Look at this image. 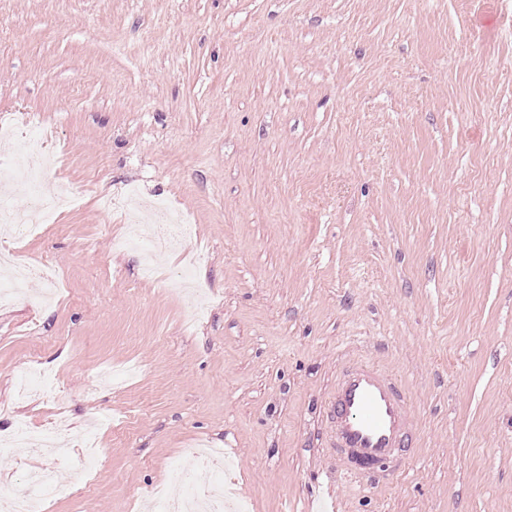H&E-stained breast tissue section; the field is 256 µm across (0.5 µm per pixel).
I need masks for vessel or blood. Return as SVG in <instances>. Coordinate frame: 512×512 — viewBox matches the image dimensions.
<instances>
[{
	"mask_svg": "<svg viewBox=\"0 0 512 512\" xmlns=\"http://www.w3.org/2000/svg\"><path fill=\"white\" fill-rule=\"evenodd\" d=\"M344 476L356 485L385 473L412 446L415 417L397 378L367 362H350L326 405Z\"/></svg>",
	"mask_w": 512,
	"mask_h": 512,
	"instance_id": "obj_1",
	"label": "vessel or blood"
}]
</instances>
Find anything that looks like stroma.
Masks as SVG:
<instances>
[{
	"mask_svg": "<svg viewBox=\"0 0 512 512\" xmlns=\"http://www.w3.org/2000/svg\"><path fill=\"white\" fill-rule=\"evenodd\" d=\"M64 152L77 204L0 246L46 256L0 301V436L91 421L46 512H150L184 450L223 449L250 512H512V4L0 0V122ZM137 190L190 222L159 277L113 252ZM53 377L20 398L27 356ZM399 374L418 418L397 477L354 488L328 447L341 366ZM47 456L0 455V494Z\"/></svg>",
	"mask_w": 512,
	"mask_h": 512,
	"instance_id": "stroma-1",
	"label": "stroma"
}]
</instances>
